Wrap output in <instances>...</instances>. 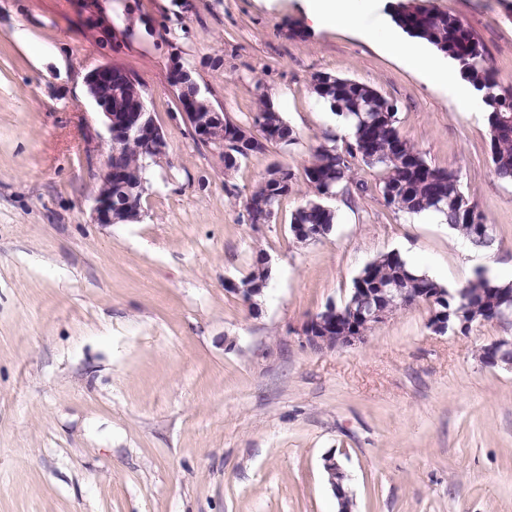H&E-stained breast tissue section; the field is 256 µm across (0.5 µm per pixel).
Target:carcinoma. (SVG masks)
Returning a JSON list of instances; mask_svg holds the SVG:
<instances>
[{"mask_svg":"<svg viewBox=\"0 0 512 512\" xmlns=\"http://www.w3.org/2000/svg\"><path fill=\"white\" fill-rule=\"evenodd\" d=\"M395 24L409 37L419 39L448 58L460 77L480 93L484 119L488 131L490 159L494 174L502 180H512V86L500 82L491 65L486 47L459 21L446 12L415 3V0H398L392 6ZM313 92L330 112L340 117L350 133L342 144H320L311 154L309 164L303 169V179L310 189L317 192L345 195L351 188L365 190L364 182L353 173L354 149L363 144L366 153L359 162L369 167L382 168L380 191L384 204L411 215L435 212L444 217L450 229L462 235L476 247L489 249L494 244L490 233L482 234L476 225L486 223L483 213L470 216L462 205L464 194L459 177L446 169L428 163L423 155L404 140L397 129V108L370 86L333 75H326L322 84ZM273 104L268 98L260 99V106L253 116V126L259 136L255 146L240 149L233 138L238 125L224 120V151L231 152L236 163L224 164L229 171L249 156L264 151L269 144L288 147L297 143L294 130L280 112H271ZM148 156L142 145L131 141L112 156V167L127 172L132 180L146 178ZM293 188L284 189L270 179L263 178L246 200L245 208L259 199H269L274 205L287 196ZM336 223V213L314 196L298 207L291 215L289 230L298 224H320L328 231ZM270 273L254 260L252 270L244 277L256 288L266 287ZM396 283L412 296L422 288H433L448 295V307L455 306V297L447 287L418 272L397 252L378 256L368 263L353 282L355 288H386ZM512 297V284H501L478 272L463 286L472 302L465 310L471 324L487 322L494 317L492 305L479 299L490 290Z\"/></svg>","mask_w":512,"mask_h":512,"instance_id":"cac0c4a2","label":"carcinoma"}]
</instances>
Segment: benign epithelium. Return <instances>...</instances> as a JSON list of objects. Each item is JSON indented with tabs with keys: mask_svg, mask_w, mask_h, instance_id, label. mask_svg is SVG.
Listing matches in <instances>:
<instances>
[{
	"mask_svg": "<svg viewBox=\"0 0 512 512\" xmlns=\"http://www.w3.org/2000/svg\"><path fill=\"white\" fill-rule=\"evenodd\" d=\"M117 66L104 63L85 77L88 96L103 116L107 133L108 151L103 155L102 165L97 173L100 181L112 184L123 179V173L112 168V152L130 139L143 143L146 154L158 161L167 155V141L163 129L153 120L148 109L146 96L142 90L133 88L130 95V111H112V76ZM182 115L190 124L193 136L197 140L216 141L221 134L223 113L212 109L197 100L188 105ZM141 193L128 194L119 202H114L112 194H97L93 208L94 222L97 224H115L114 214L140 212L138 197ZM436 296L403 297L400 303L393 301L383 304L375 300V294L369 288L351 289V300L346 306L328 305L325 310L313 315L302 326L301 335L310 347L318 350L332 349L338 346H353L365 340L367 334L395 314L393 306L404 309L424 303L430 307L428 324L438 333L452 331L462 333L470 328L461 311L435 307ZM485 367H503L512 370V336H501L485 346L479 356ZM328 480L339 505V512H352V499L343 487L346 475L336 458L329 456L324 460Z\"/></svg>",
	"mask_w": 512,
	"mask_h": 512,
	"instance_id": "obj_1",
	"label": "benign epithelium"
}]
</instances>
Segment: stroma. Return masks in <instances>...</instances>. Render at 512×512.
Masks as SVG:
<instances>
[{
  "label": "stroma",
  "mask_w": 512,
  "mask_h": 512,
  "mask_svg": "<svg viewBox=\"0 0 512 512\" xmlns=\"http://www.w3.org/2000/svg\"><path fill=\"white\" fill-rule=\"evenodd\" d=\"M456 15L512 84V0H421ZM0 0V512H338L335 455L354 512H512V372L482 347L512 322L433 332L420 304L350 347L316 351L301 327L343 303L363 267L399 252L459 288L512 278V183L493 173L484 114L460 82L426 83L359 35L311 30L303 0ZM251 127L268 96L298 142L233 171L198 145L173 61ZM111 62L143 87L168 142L140 216L92 220L102 116L85 77ZM364 83L397 128L457 173L494 230L480 251L429 215L325 199L330 233L295 242L296 183L270 223L244 203L271 165L294 172L341 124L311 77ZM271 278L232 292L257 254ZM324 468L328 474L330 486L338 499L339 512H352L353 501L343 487L346 475L336 458L334 456L327 457L324 460Z\"/></svg>",
  "instance_id": "obj_1"
}]
</instances>
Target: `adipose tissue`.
<instances>
[{
	"label": "adipose tissue",
	"instance_id": "ef3b65f1",
	"mask_svg": "<svg viewBox=\"0 0 512 512\" xmlns=\"http://www.w3.org/2000/svg\"><path fill=\"white\" fill-rule=\"evenodd\" d=\"M378 0H305L307 15L313 26L354 28L380 45L388 54L401 58L430 81L443 84L450 77L434 57L417 53L378 15Z\"/></svg>",
	"mask_w": 512,
	"mask_h": 512
}]
</instances>
